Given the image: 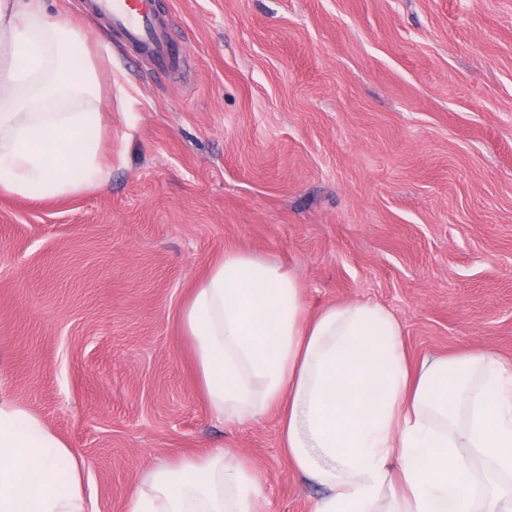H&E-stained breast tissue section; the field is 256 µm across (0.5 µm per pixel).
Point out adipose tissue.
<instances>
[{
    "label": "adipose tissue",
    "mask_w": 512,
    "mask_h": 512,
    "mask_svg": "<svg viewBox=\"0 0 512 512\" xmlns=\"http://www.w3.org/2000/svg\"><path fill=\"white\" fill-rule=\"evenodd\" d=\"M80 27L45 0H0V190L103 185L102 113ZM221 421L279 414L314 512H512V365L483 351L409 369L399 323L369 301L308 316L299 280L224 255L181 312ZM85 466L28 408L0 399V512H98ZM262 479L218 453L151 472L126 512H255Z\"/></svg>",
    "instance_id": "adipose-tissue-1"
}]
</instances>
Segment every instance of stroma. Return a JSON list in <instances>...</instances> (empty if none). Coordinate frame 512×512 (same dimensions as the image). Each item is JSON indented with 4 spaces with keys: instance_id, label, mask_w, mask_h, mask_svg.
Wrapping results in <instances>:
<instances>
[{
    "instance_id": "stroma-1",
    "label": "stroma",
    "mask_w": 512,
    "mask_h": 512,
    "mask_svg": "<svg viewBox=\"0 0 512 512\" xmlns=\"http://www.w3.org/2000/svg\"><path fill=\"white\" fill-rule=\"evenodd\" d=\"M155 3L165 71L54 0L97 68L109 178L0 190V397L84 458L99 512L221 449L262 473L259 512H313L276 411L212 415L181 311L242 251L293 271L307 314L386 307L410 364L512 363V0Z\"/></svg>"
}]
</instances>
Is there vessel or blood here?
Listing matches in <instances>:
<instances>
[{
  "label": "vessel or blood",
  "mask_w": 512,
  "mask_h": 512,
  "mask_svg": "<svg viewBox=\"0 0 512 512\" xmlns=\"http://www.w3.org/2000/svg\"><path fill=\"white\" fill-rule=\"evenodd\" d=\"M90 8L105 17L126 44L148 52L158 66L174 54L168 30L157 20L154 0H89Z\"/></svg>",
  "instance_id": "b4317fda"
}]
</instances>
